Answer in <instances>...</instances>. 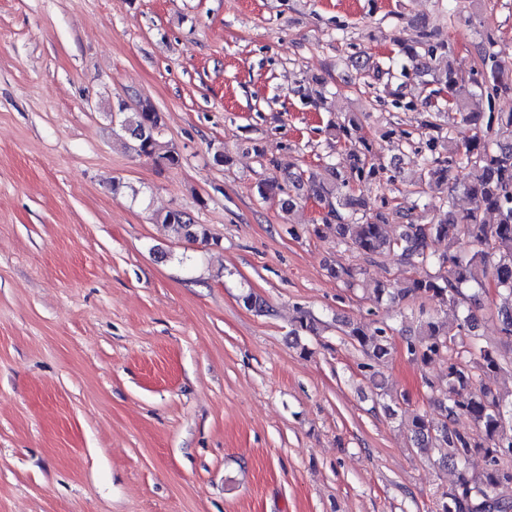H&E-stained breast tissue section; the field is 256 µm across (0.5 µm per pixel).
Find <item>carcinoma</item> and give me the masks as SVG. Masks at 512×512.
Instances as JSON below:
<instances>
[{
    "instance_id": "carcinoma-1",
    "label": "carcinoma",
    "mask_w": 512,
    "mask_h": 512,
    "mask_svg": "<svg viewBox=\"0 0 512 512\" xmlns=\"http://www.w3.org/2000/svg\"><path fill=\"white\" fill-rule=\"evenodd\" d=\"M436 34L423 31L410 44H402L407 62L400 66V75L408 71L421 79L425 87L436 86L430 93L448 91L450 110L460 115L461 123L474 131L468 138L456 136V126L448 123L442 111L429 112L420 121L425 130V146L414 147L411 133L400 131V140L410 148L413 163L420 170L421 192L443 194V214L425 220V215L404 212L382 197L375 209L352 192H342L351 181L360 183L377 179L384 172L382 164L372 162L371 149H353L349 173L336 171L329 164L331 179L324 181L310 171L286 173L280 182L257 185L259 198L271 194L280 196L281 209L291 213L297 200L310 195L324 204L327 212L323 221L335 222L336 238L356 250L368 261L393 260L404 269L434 265L435 274L414 278L406 288L391 289L384 284L375 288L376 300L394 303L411 296L429 298L439 311L419 320L415 330L404 336L403 346L409 358L428 364L438 357L448 360L447 386L441 388L427 382L435 393L433 415H418L412 422L413 447L421 452L435 449L438 465L457 472V480L441 493L435 502V512H512V499L497 495L503 486L512 485V427L503 422L512 420V399L483 381L504 369L505 359L494 349H478L463 338L477 327L475 308L464 310L456 325H448L449 306H459L466 298L464 288L475 282L478 289L489 286L507 295V303L497 312L500 334L512 338V113L476 112L470 109L469 95L456 88L452 68L443 71L432 67L437 51L447 50V44L435 41ZM480 79L476 87L493 93L509 89V68L496 56L483 51L479 56ZM121 129L131 141V149L139 156L153 158L168 166H177L179 154L163 141L162 118L148 101L133 112L119 110ZM329 134L353 139L359 126L350 119L344 125L331 121ZM468 168L471 180L449 184L452 168ZM463 190L473 201V207L460 213L446 193ZM492 211L497 223L487 224L483 214ZM174 236L180 239L207 241L206 230L191 222L180 210H169L159 216ZM397 223L399 234L389 236L384 226ZM478 247L472 255H460L453 250L461 239ZM318 321L304 311L299 312L292 335H318ZM346 335L365 354L381 362L393 350V332L387 325L369 327L356 324ZM468 418L473 428L460 431L454 427L459 417ZM474 454L482 455L485 467L481 477L468 476L465 465Z\"/></svg>"
}]
</instances>
